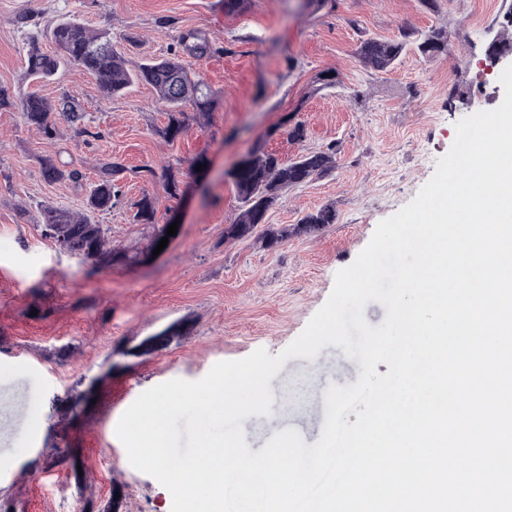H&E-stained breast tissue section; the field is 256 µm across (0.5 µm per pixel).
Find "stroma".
<instances>
[{
  "label": "stroma",
  "instance_id": "35a3bbf8",
  "mask_svg": "<svg viewBox=\"0 0 512 512\" xmlns=\"http://www.w3.org/2000/svg\"><path fill=\"white\" fill-rule=\"evenodd\" d=\"M511 8L512 0H438L433 10L421 0H335L333 10L315 12L301 0H254L247 13L228 17L219 0H0V89L14 100L0 109V500L26 512H78L79 491L65 471L40 463L51 452L57 399L102 375L94 404L67 427L94 501L105 505L117 490L120 512H172L169 490L130 465L116 435L122 414L156 385L200 380L216 363L259 348L277 355L301 334L337 271L430 180L456 123L501 104L502 70L489 68L485 48L503 34ZM69 17L110 32L135 61L166 55L189 30L226 46L227 55L188 61L219 100L208 122L170 143L158 134L167 116L148 85L106 99L77 68L49 80L29 77V43L54 52L48 31ZM165 17L174 26L161 27ZM407 27L446 28L447 51L410 50L384 72L364 66L357 54L363 39H391ZM326 70L339 83L316 91ZM65 93L81 103L89 133L78 135L61 120L56 138L43 139L19 104L30 94L53 101ZM293 123L304 127L302 141L289 138ZM259 142L285 160L335 145L332 174L284 191L267 219L279 228L329 205L335 223L273 247L225 240L240 206L225 173ZM200 154L208 159L203 175L191 170ZM43 156L91 181L103 158L132 169L170 165L189 192L175 199L161 181L126 177L120 201L91 218L108 228L113 245L146 258L90 276L41 234L42 205L81 212L87 197L86 187L45 180ZM145 193L156 198L160 223L180 220L178 236L155 257L147 226L133 220V204ZM175 324L187 334L133 355L144 337ZM65 344L69 355L58 357ZM360 373L359 360L334 345L312 359H288L269 382L271 415L251 416L243 426L249 450L259 452L288 428L314 445L327 389L355 384ZM28 412L40 419V432L23 429Z\"/></svg>",
  "mask_w": 512,
  "mask_h": 512
}]
</instances>
